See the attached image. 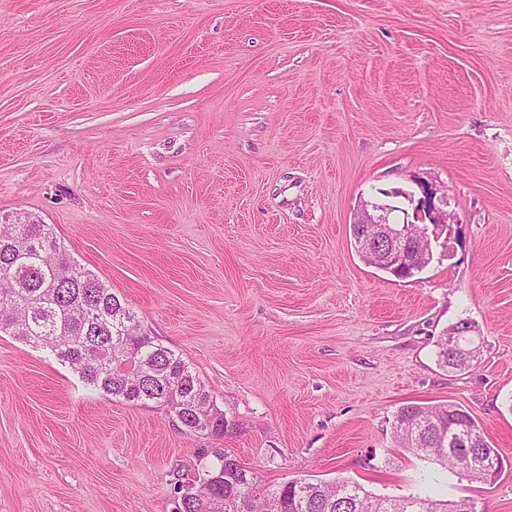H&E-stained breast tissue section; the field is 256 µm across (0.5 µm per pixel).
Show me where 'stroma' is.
<instances>
[{"label": "stroma", "instance_id": "stroma-1", "mask_svg": "<svg viewBox=\"0 0 512 512\" xmlns=\"http://www.w3.org/2000/svg\"><path fill=\"white\" fill-rule=\"evenodd\" d=\"M447 199L434 259L367 265L388 191ZM30 216L179 352L233 428L91 390L0 333V512H175L205 445L263 484L512 512V0H0V223ZM480 348L439 366L458 321ZM452 402L503 470L399 448Z\"/></svg>", "mask_w": 512, "mask_h": 512}]
</instances>
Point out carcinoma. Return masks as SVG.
<instances>
[{"mask_svg":"<svg viewBox=\"0 0 512 512\" xmlns=\"http://www.w3.org/2000/svg\"><path fill=\"white\" fill-rule=\"evenodd\" d=\"M0 332L35 348L50 350L85 383L111 398L168 409L188 431L196 427L193 403L206 389L189 363L141 332L137 316L103 281L81 268L58 241L49 224L27 222L0 226ZM438 363H451L444 337L436 342ZM134 354L147 362L141 372L124 373L120 365ZM472 416L454 403L408 404L394 416L400 447L461 478L448 440V428ZM467 451L493 461L497 449L475 429ZM197 473L208 481H183L174 473L180 493L176 512H452L456 502L436 499L421 490L402 496L376 495L350 478L334 482L291 481L272 488L220 449L199 462Z\"/></svg>","mask_w":512,"mask_h":512,"instance_id":"cac0c4a2","label":"carcinoma"}]
</instances>
